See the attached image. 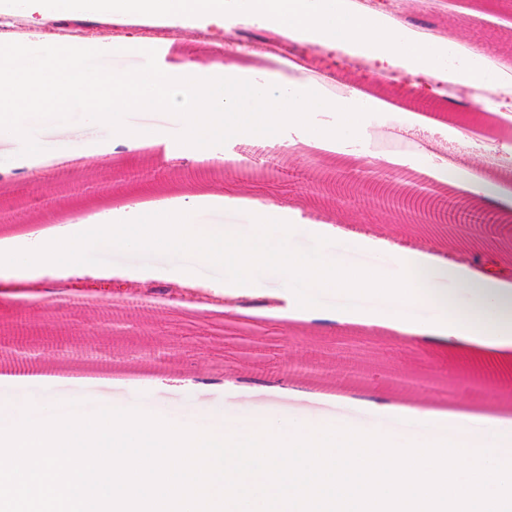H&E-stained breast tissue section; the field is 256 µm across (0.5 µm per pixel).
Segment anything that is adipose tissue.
I'll use <instances>...</instances> for the list:
<instances>
[{
	"label": "adipose tissue",
	"mask_w": 512,
	"mask_h": 512,
	"mask_svg": "<svg viewBox=\"0 0 512 512\" xmlns=\"http://www.w3.org/2000/svg\"><path fill=\"white\" fill-rule=\"evenodd\" d=\"M71 7L110 15L141 14L192 21L204 18L223 27L235 11L256 17L268 30L284 33L320 47H343L370 64L397 65L413 74L427 76L431 84L472 82L473 63L452 65L447 56L429 44L409 39L402 23L368 13L348 14L342 0H68ZM224 203L248 209L256 220L251 237H243L231 225L206 229L193 224L182 208L160 213L142 211L135 198L126 210L134 212L131 224L115 223L104 213L96 237L60 226L49 235H34L20 259L0 260V279L17 278L37 270L54 274L65 270L72 276L90 273L86 258L94 249L115 251L159 249L185 252L198 264L224 268V294L261 296L263 275L275 278L288 293V306L279 310L282 321L356 325L390 336L437 337L442 345L479 342L487 348L512 349L505 335L512 331V267L496 257L479 267L452 257H435L421 251L398 253L392 267L353 265L345 252L367 248L385 250L383 237L360 238L344 233L333 222L296 223L285 205L266 204L227 189ZM280 227L279 239L264 237L266 224ZM335 243L337 252L313 256L294 247L300 234ZM350 295L375 302V316L356 307L330 305L329 295ZM433 310L438 319L428 323L414 316L416 309Z\"/></svg>",
	"instance_id": "obj_1"
}]
</instances>
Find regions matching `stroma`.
I'll return each instance as SVG.
<instances>
[{
  "label": "stroma",
  "mask_w": 512,
  "mask_h": 512,
  "mask_svg": "<svg viewBox=\"0 0 512 512\" xmlns=\"http://www.w3.org/2000/svg\"><path fill=\"white\" fill-rule=\"evenodd\" d=\"M12 16L18 26L11 34H0V43L56 45L69 31L87 32L105 50L104 65L116 71L141 66L143 50L151 48L160 68L170 71L190 59L202 78L208 76L210 64L218 62L251 69L260 78L276 72L302 88L311 86L306 72L288 68L284 58L238 53V46L268 35L254 19L236 17L218 29L202 19L187 25L173 19L112 17L65 8L35 19L19 7ZM399 19L413 32H435L437 48H454L456 57L471 55L512 65V0H445L436 9L422 0H405ZM284 44L327 77L348 81L350 93L343 105L370 110L361 128L376 124L391 137L424 136L428 151L406 157L412 172L446 164L466 179L476 171L497 176L502 202L483 206L482 211L491 218L503 215L504 225L512 226V217L505 215L512 208V98L479 104L465 93L442 98L424 87L423 77L399 70L386 77L369 65L352 68L351 55L338 48L321 49L289 37ZM112 45L118 46V53H109ZM382 86L388 87V94H379ZM404 98L430 104L432 110L411 115L399 106ZM435 110L467 116L466 138H459L452 125H432ZM83 126L76 118L37 127L36 137L45 146L37 156L21 155V142L0 141V211L12 215L9 223H0V243H14L20 253L28 233L69 224L84 231L86 222H97L100 212L130 193L150 213L195 198L194 224H233L251 234V213L225 206L219 199L225 186L232 185L243 195L292 207L298 220L333 218L347 231H387L396 243L444 257L447 221L460 216L471 202L463 188L445 190L436 181L417 180L411 196L427 194L444 202L441 218L424 226L412 207L394 206L381 198L383 186L398 173L390 164L367 165L375 151L364 136L343 140V153L332 155L309 146L308 131L291 126L273 138L229 139L210 147L204 156L183 145L177 154L165 157L151 141L127 150L101 127L84 145L101 162L88 177L82 161L65 168L55 164ZM336 194L349 202L347 217L337 218L335 207L314 203L317 197ZM111 265L125 270V278L35 276L0 281V328L25 317L31 327L28 355L45 366L43 378L0 383V393L52 404L79 401L87 412L101 402L118 408L137 406L200 428L227 416L264 413L328 423L362 421L399 438L418 440L428 432V424L402 421L392 412L396 406H416L417 393L428 395L434 408L460 397L462 389L451 381L460 373L471 376L475 384L471 397L486 390L512 392V380L494 374L477 346L463 356L430 340L365 335L332 324L285 323L267 315L265 301L249 297L241 298L239 311L231 313L220 301L190 303L185 281H196L220 298L224 269L197 265L187 253L116 252ZM156 296L168 297L167 306H151ZM103 320L111 322L112 333L102 340L91 327ZM370 353L376 362L357 382L342 388L321 384L334 365L346 367ZM372 395L391 403V411L365 407L364 399Z\"/></svg>",
  "instance_id": "obj_1"
}]
</instances>
